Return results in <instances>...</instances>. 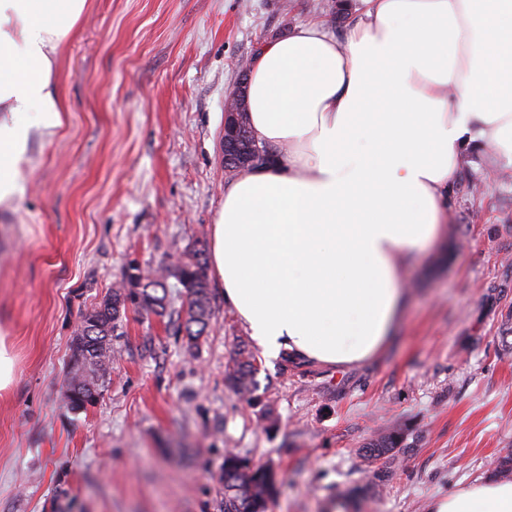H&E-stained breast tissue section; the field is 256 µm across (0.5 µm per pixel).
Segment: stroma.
Returning <instances> with one entry per match:
<instances>
[{
    "label": "stroma",
    "mask_w": 512,
    "mask_h": 512,
    "mask_svg": "<svg viewBox=\"0 0 512 512\" xmlns=\"http://www.w3.org/2000/svg\"><path fill=\"white\" fill-rule=\"evenodd\" d=\"M360 0H87L61 44V125L0 206V512H223L225 453L274 468L269 512H431L512 480V168L466 147L443 256L423 255L396 342L349 367L262 360L266 426L224 383L249 333L211 281L195 353L176 323L127 311L96 404L66 405L82 313L120 282L209 249L229 178L224 101L258 44L310 21L344 38ZM392 429L404 447L370 461ZM16 378V358L6 336H0V392L8 391ZM404 443V433L400 429L371 439L365 444L364 455L368 459L377 460L378 458L391 452L394 448H400Z\"/></svg>",
    "instance_id": "35a3bbf8"
}]
</instances>
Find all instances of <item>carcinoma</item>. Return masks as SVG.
Listing matches in <instances>:
<instances>
[{"label": "carcinoma", "instance_id": "cac0c4a2", "mask_svg": "<svg viewBox=\"0 0 512 512\" xmlns=\"http://www.w3.org/2000/svg\"><path fill=\"white\" fill-rule=\"evenodd\" d=\"M243 134L236 139V153L246 159L258 157L257 164L271 160L274 152L261 146L256 153V140L250 129L248 113H241ZM174 277L183 288L184 300L177 312V331L183 334L188 351L197 349L214 315L212 291L207 278L205 253L194 249L184 255L174 269ZM162 271L145 274L137 266L129 269L121 284L101 302L81 315L78 332L72 339L71 359L67 371L68 404L73 410L93 405L107 381L112 364V336L115 335L128 308L141 315L166 317L172 315L167 283ZM260 365L243 341L237 344L235 358L225 372V384L236 394L258 400L257 375ZM404 443V433L395 429L367 442L365 457L376 460ZM272 467L229 452L224 456L222 482L224 484L223 512H267L275 497Z\"/></svg>", "mask_w": 512, "mask_h": 512}]
</instances>
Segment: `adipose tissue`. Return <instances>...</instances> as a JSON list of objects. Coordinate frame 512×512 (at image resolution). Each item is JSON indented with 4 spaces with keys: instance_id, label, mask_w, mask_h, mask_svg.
<instances>
[{
    "instance_id": "1",
    "label": "adipose tissue",
    "mask_w": 512,
    "mask_h": 512,
    "mask_svg": "<svg viewBox=\"0 0 512 512\" xmlns=\"http://www.w3.org/2000/svg\"><path fill=\"white\" fill-rule=\"evenodd\" d=\"M344 39L321 24L267 39L248 118L276 163L242 170L212 226L224 303L261 354L342 367L394 342L404 277L437 245L458 161L512 168V0H361ZM86 0H0V204L34 131L61 124L52 72ZM432 512H512V481Z\"/></svg>"
}]
</instances>
